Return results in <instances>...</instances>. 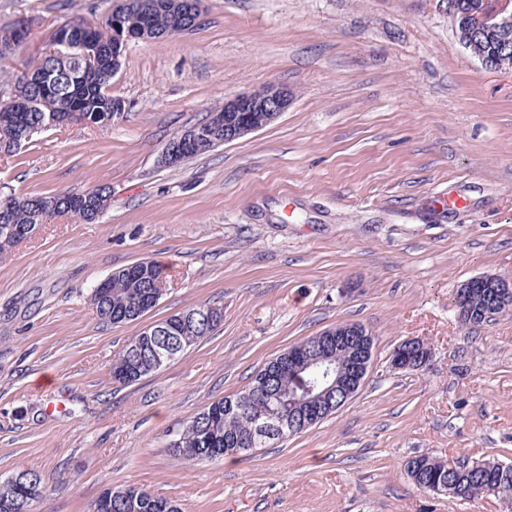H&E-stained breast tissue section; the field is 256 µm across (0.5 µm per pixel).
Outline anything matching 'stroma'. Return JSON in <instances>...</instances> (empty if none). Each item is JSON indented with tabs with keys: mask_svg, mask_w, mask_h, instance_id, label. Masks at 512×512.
<instances>
[{
	"mask_svg": "<svg viewBox=\"0 0 512 512\" xmlns=\"http://www.w3.org/2000/svg\"><path fill=\"white\" fill-rule=\"evenodd\" d=\"M120 0H0L31 37L20 71L72 19ZM277 81L269 126L169 167L177 132L225 98ZM110 126L69 124L0 156V194L109 187L103 214L43 225L0 254V482L27 470L39 512H88L134 484L181 512H505L501 495L418 489L407 460L512 464V312L476 327L456 291L512 277V69L461 45L448 0H205L191 31L132 41ZM465 198L439 211L438 192ZM139 261L167 290L129 324L102 322L95 286ZM199 304L221 326L130 386L112 362L142 328ZM341 323L374 336L353 399L288 441L206 463L165 443L305 337ZM418 337L433 357L397 370ZM429 346L424 343L420 339H408L395 350L392 355V366L395 369H408V370H418L417 368H412L413 366L421 365V367L425 366L430 359ZM408 351L420 352L422 354L421 357L417 358L416 361L408 354ZM426 354L425 358L423 357ZM412 368V369H409Z\"/></svg>",
	"mask_w": 512,
	"mask_h": 512,
	"instance_id": "obj_1",
	"label": "stroma"
}]
</instances>
